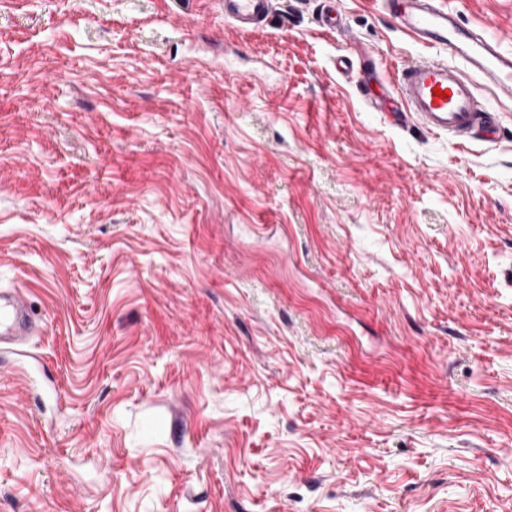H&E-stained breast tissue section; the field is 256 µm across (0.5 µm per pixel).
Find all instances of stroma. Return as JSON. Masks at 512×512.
Returning a JSON list of instances; mask_svg holds the SVG:
<instances>
[{
  "label": "stroma",
  "instance_id": "35a3bbf8",
  "mask_svg": "<svg viewBox=\"0 0 512 512\" xmlns=\"http://www.w3.org/2000/svg\"><path fill=\"white\" fill-rule=\"evenodd\" d=\"M321 8L0 0V512H512V112L395 126L434 49ZM276 0H219L224 10V19L241 30H252L263 26L273 15ZM41 329L20 290H0V347L23 346Z\"/></svg>",
  "mask_w": 512,
  "mask_h": 512
}]
</instances>
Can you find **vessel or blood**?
Instances as JSON below:
<instances>
[{"instance_id":"vessel-or-blood-1","label":"vessel or blood","mask_w":512,"mask_h":512,"mask_svg":"<svg viewBox=\"0 0 512 512\" xmlns=\"http://www.w3.org/2000/svg\"><path fill=\"white\" fill-rule=\"evenodd\" d=\"M384 11L417 42L442 50L439 58L402 65L396 84L368 99L396 123L419 122L458 142L493 138L499 114L480 94L489 89L512 112V51L502 40L465 25L454 0H380ZM224 18L242 30L263 26L277 0H218ZM18 289L0 290V347H20L40 333Z\"/></svg>"}]
</instances>
